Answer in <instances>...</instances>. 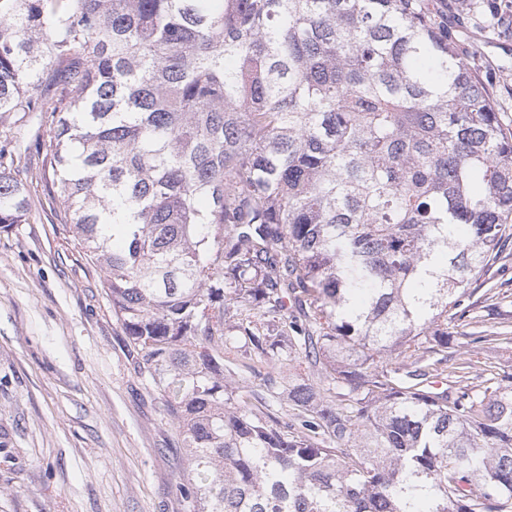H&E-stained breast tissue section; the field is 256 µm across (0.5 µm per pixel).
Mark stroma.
<instances>
[{
	"mask_svg": "<svg viewBox=\"0 0 512 512\" xmlns=\"http://www.w3.org/2000/svg\"><path fill=\"white\" fill-rule=\"evenodd\" d=\"M442 0L459 52L468 57L512 129V14L479 24ZM26 223L0 233V512H184L176 490L184 466L178 427L132 348L103 288L104 273L51 213L37 167ZM492 290L473 296V323L454 352L512 373V346L477 342L512 312V256L489 271Z\"/></svg>",
	"mask_w": 512,
	"mask_h": 512,
	"instance_id": "obj_1",
	"label": "stroma"
}]
</instances>
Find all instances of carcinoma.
<instances>
[{
  "label": "carcinoma",
  "instance_id": "1",
  "mask_svg": "<svg viewBox=\"0 0 512 512\" xmlns=\"http://www.w3.org/2000/svg\"><path fill=\"white\" fill-rule=\"evenodd\" d=\"M6 112L41 115L185 512H512V374L448 367L512 242V132L434 0H0Z\"/></svg>",
  "mask_w": 512,
  "mask_h": 512
}]
</instances>
